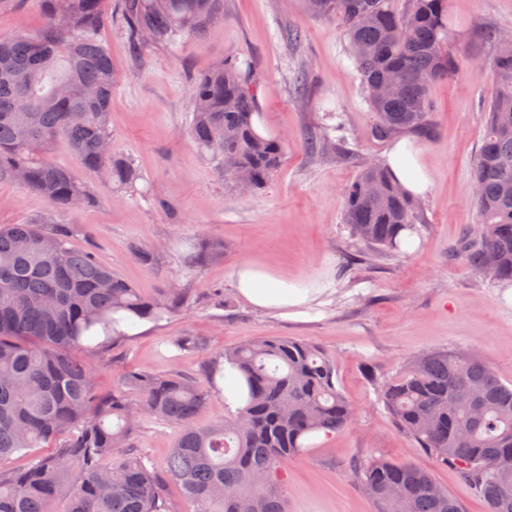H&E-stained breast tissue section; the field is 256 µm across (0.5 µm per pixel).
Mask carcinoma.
<instances>
[{
	"label": "carcinoma",
	"mask_w": 512,
	"mask_h": 512,
	"mask_svg": "<svg viewBox=\"0 0 512 512\" xmlns=\"http://www.w3.org/2000/svg\"><path fill=\"white\" fill-rule=\"evenodd\" d=\"M317 16H336L378 121L374 134L429 127L428 89L458 69L448 43L458 35L448 0H306ZM42 26L0 35V181L18 172L55 211L84 208L93 192L51 156L64 139L88 173L139 193L142 175L112 152L111 58L96 38L104 0H40ZM129 40L177 52L181 40L223 20L224 0H116ZM497 82L473 167L481 230L455 256L499 282H512V51L494 57ZM399 86L381 100L376 87ZM189 136L224 168L251 172L253 190L278 169L285 142L253 125L255 84L237 61L192 84ZM374 183L379 194L367 191ZM345 223L372 249L402 252L401 233L415 232L417 205L379 163L361 169L344 191ZM71 227L46 218L0 227V462L47 452L21 469L0 470V512H176L163 481L135 448L140 418L180 426L166 478L190 512H286L282 469L314 434L346 428L353 409L336 387V360L290 337L253 340L224 350L249 386L247 405L208 428L195 425L209 391L182 374L144 367L125 371L107 397L88 367L128 339L132 318L158 323L181 310L186 293L144 296L91 250L70 245ZM224 247L198 242L188 266ZM135 390L137 398L129 395ZM381 402L413 445L460 476L488 512H512V383L473 354L432 351L411 359L380 390ZM370 488L375 512H463L432 472L409 461L376 459L356 476Z\"/></svg>",
	"instance_id": "carcinoma-1"
}]
</instances>
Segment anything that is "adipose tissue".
<instances>
[{"instance_id":"obj_1","label":"adipose tissue","mask_w":512,"mask_h":512,"mask_svg":"<svg viewBox=\"0 0 512 512\" xmlns=\"http://www.w3.org/2000/svg\"><path fill=\"white\" fill-rule=\"evenodd\" d=\"M384 163L395 179L412 196H425L430 189V180L424 172L418 149L406 138L392 142L384 153ZM233 288L236 295L251 308L262 313H273L280 317L304 320L308 310L323 287L304 285L303 282L277 276L270 268L246 262L233 273Z\"/></svg>"}]
</instances>
